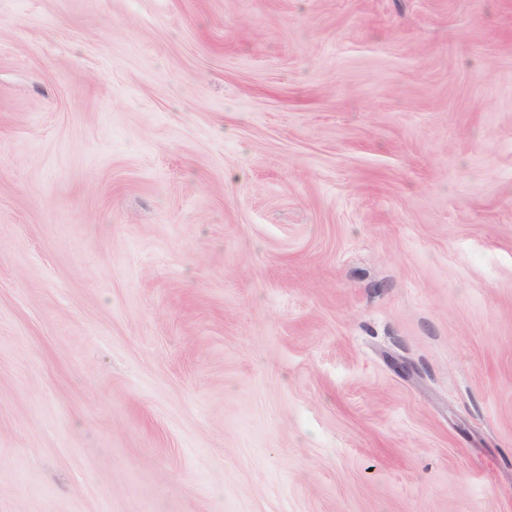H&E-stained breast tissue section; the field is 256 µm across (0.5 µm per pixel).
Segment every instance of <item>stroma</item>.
Segmentation results:
<instances>
[{"mask_svg":"<svg viewBox=\"0 0 512 512\" xmlns=\"http://www.w3.org/2000/svg\"><path fill=\"white\" fill-rule=\"evenodd\" d=\"M0 512H512V0H0Z\"/></svg>","mask_w":512,"mask_h":512,"instance_id":"obj_1","label":"stroma"}]
</instances>
